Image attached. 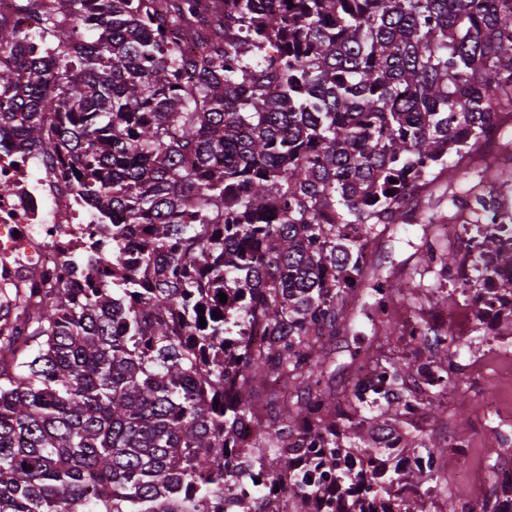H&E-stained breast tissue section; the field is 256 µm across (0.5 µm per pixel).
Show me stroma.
<instances>
[{
	"instance_id": "1",
	"label": "stroma",
	"mask_w": 512,
	"mask_h": 512,
	"mask_svg": "<svg viewBox=\"0 0 512 512\" xmlns=\"http://www.w3.org/2000/svg\"><path fill=\"white\" fill-rule=\"evenodd\" d=\"M422 234L420 225L401 224L392 232L378 237L371 252L372 264L380 276L391 273L411 274L417 265L414 240ZM423 316L452 327L464 336L467 347L462 362L469 371L461 377L454 394L449 395L439 410L422 411L411 419V433L424 436L428 443L445 449L442 460L445 481L424 493L425 501L443 507L452 501L464 505L477 499L492 482V466L501 453L496 436V422L487 414L490 395L500 401L501 420L512 423V360L503 357V350H512V336H480L474 333L475 313L463 298L453 296L438 305L425 300ZM373 310H353L349 315L347 335L332 341L334 372L331 383L336 390L350 389L353 372L349 366L354 352L375 345ZM466 423L469 440L466 448L456 449V431L459 423Z\"/></svg>"
}]
</instances>
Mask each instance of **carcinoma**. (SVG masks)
<instances>
[{
  "mask_svg": "<svg viewBox=\"0 0 512 512\" xmlns=\"http://www.w3.org/2000/svg\"><path fill=\"white\" fill-rule=\"evenodd\" d=\"M68 2L59 23L52 0H18L45 57L0 25V128L74 173L114 244L86 275L105 260L112 284L77 300L32 269L0 292V512H254L231 455L255 462L265 499L309 489L286 512H343L314 495L327 479L373 505L437 481L444 449L423 441L428 468L371 470L374 437L456 385L457 348L452 329L389 313L433 289L384 287L370 245L415 223L437 182L458 184L451 215L425 212L416 254L469 297L437 229L488 209L505 176L459 182L512 117V0ZM473 248L512 266L495 229ZM368 287L376 333L430 349V383L367 349L349 391L323 385V339ZM269 381L307 396L278 394L267 420L253 393Z\"/></svg>",
  "mask_w": 512,
  "mask_h": 512,
  "instance_id": "1",
  "label": "carcinoma"
}]
</instances>
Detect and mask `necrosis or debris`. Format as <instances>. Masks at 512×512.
<instances>
[{
	"mask_svg": "<svg viewBox=\"0 0 512 512\" xmlns=\"http://www.w3.org/2000/svg\"><path fill=\"white\" fill-rule=\"evenodd\" d=\"M0 288L20 284L31 268L42 269L48 286L97 288L110 280L103 269L87 278L70 268L82 249L111 251L110 242L97 238L98 213L86 205L73 179L43 149L17 150L11 132L0 131ZM472 279L480 301L479 315H488L504 292L512 290V269H488L476 264Z\"/></svg>",
	"mask_w": 512,
	"mask_h": 512,
	"instance_id": "4bbe7bcc",
	"label": "necrosis or debris"
}]
</instances>
